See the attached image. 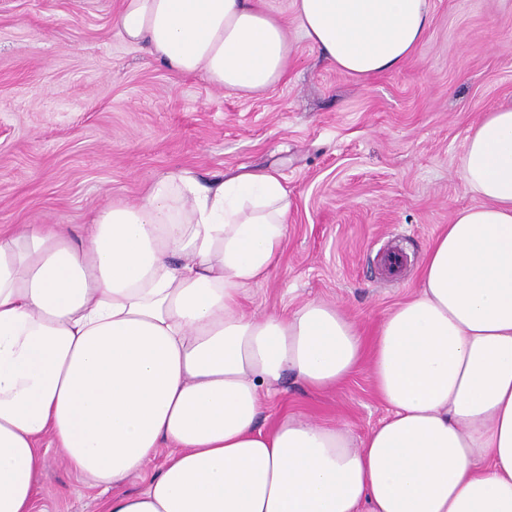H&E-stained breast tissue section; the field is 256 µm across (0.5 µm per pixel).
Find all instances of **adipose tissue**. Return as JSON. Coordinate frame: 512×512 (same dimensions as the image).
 <instances>
[{
	"mask_svg": "<svg viewBox=\"0 0 512 512\" xmlns=\"http://www.w3.org/2000/svg\"><path fill=\"white\" fill-rule=\"evenodd\" d=\"M289 7L359 79L399 68L430 25V0ZM112 25L243 96L287 74L268 0H122ZM461 178L480 204L455 212L369 343L333 303L243 309L288 231L268 171L160 178L82 236L0 232V512H33L43 440L107 491L103 512H512V106L469 128ZM365 360L390 413L362 440L302 416L259 427L281 380L326 390Z\"/></svg>",
	"mask_w": 512,
	"mask_h": 512,
	"instance_id": "ef3b65f1",
	"label": "adipose tissue"
}]
</instances>
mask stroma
I'll return each mask as SVG.
<instances>
[{
  "instance_id": "35a3bbf8",
  "label": "stroma",
  "mask_w": 512,
  "mask_h": 512,
  "mask_svg": "<svg viewBox=\"0 0 512 512\" xmlns=\"http://www.w3.org/2000/svg\"><path fill=\"white\" fill-rule=\"evenodd\" d=\"M421 47L400 69L360 80L288 25L286 78L251 97L181 76L112 27L120 0H0V229L83 232L112 201L137 202L166 175L223 180L274 170L292 199L275 269L247 312L337 304L372 340L420 287L426 253L457 208L465 136L512 105V0H430ZM406 262L397 275L387 248ZM389 413L368 365L336 389L286 382L262 415L288 414L364 436ZM100 488L48 451L38 512H102Z\"/></svg>"
}]
</instances>
